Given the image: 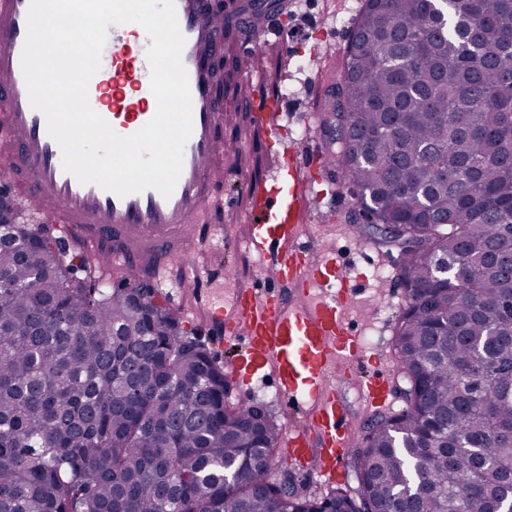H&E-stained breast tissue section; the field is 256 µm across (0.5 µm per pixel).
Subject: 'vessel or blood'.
Segmentation results:
<instances>
[{
    "mask_svg": "<svg viewBox=\"0 0 512 512\" xmlns=\"http://www.w3.org/2000/svg\"><path fill=\"white\" fill-rule=\"evenodd\" d=\"M30 0L0 5V121L12 146L0 154V177L23 181L15 206L31 215L54 207L63 240L94 236L104 240L137 235L150 243L154 266L172 256V238L194 233L191 214L204 191L223 182L215 162L222 148L224 110L216 90L219 39L251 12V0H238L224 12L209 0H175L186 42L182 61L192 97V133L184 145L181 176L170 197L147 189L118 196L82 184L62 167V153L47 132L44 115L30 105L21 69ZM151 40L136 23L109 26L101 67L88 84L90 106L120 135L146 125L157 111L151 91L147 49ZM254 119L278 132L283 114L267 100L254 102ZM275 165L263 191L255 193L249 246L265 262L260 285L235 288L230 305L205 299L207 324L217 334L244 340L230 360L238 381L249 382L272 369L290 410L304 425L285 444L288 456L313 463L318 474L338 477L350 446L351 408L344 385L353 383L366 408L384 406L388 374L380 359L345 325L355 300L354 286L335 258L313 260L297 247L299 216L311 207V186L302 178L286 184Z\"/></svg>",
    "mask_w": 512,
    "mask_h": 512,
    "instance_id": "vessel-or-blood-1",
    "label": "vessel or blood"
}]
</instances>
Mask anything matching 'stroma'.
Wrapping results in <instances>:
<instances>
[{
  "label": "stroma",
  "mask_w": 512,
  "mask_h": 512,
  "mask_svg": "<svg viewBox=\"0 0 512 512\" xmlns=\"http://www.w3.org/2000/svg\"><path fill=\"white\" fill-rule=\"evenodd\" d=\"M363 5L364 0H281L280 10L258 32L265 44L262 54L248 57L224 88V149L217 157L228 167L224 184L207 193L196 211V227L212 234V245L202 249L194 240H175L173 256L164 265L168 289H180L188 261L193 262L201 287L207 289L213 285L212 272H223L222 295L227 300L234 288L260 281L264 262L250 249L247 235L224 230L228 224H248V185L261 183L272 165L273 141L266 130L253 126L247 102L259 93L278 99L283 110L282 140L306 153L327 154L321 118L330 107ZM304 176L314 201L302 219L305 230L297 244L311 248L315 255L334 257L348 271L358 286L346 315L349 330L360 336L369 352L398 369L392 336L405 303L399 255L365 235L366 219L341 168L330 162L315 165L306 168ZM193 300L191 292L183 291L180 318L217 354L219 364H226L239 342L211 334L203 317L195 314ZM230 399L236 404L263 405L282 433L299 425V415L288 411L272 372L260 374L249 385L233 387Z\"/></svg>",
  "instance_id": "1"
}]
</instances>
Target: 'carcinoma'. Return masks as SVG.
Returning a JSON list of instances; mask_svg holds the SVG:
<instances>
[{
    "label": "carcinoma",
    "instance_id": "carcinoma-1",
    "mask_svg": "<svg viewBox=\"0 0 512 512\" xmlns=\"http://www.w3.org/2000/svg\"><path fill=\"white\" fill-rule=\"evenodd\" d=\"M331 114L347 119L331 157L362 211L414 244L393 337L404 407L365 428L356 490L281 494L278 424L229 401L146 275L105 288L102 260L58 225L0 224V512L512 499V0H365ZM414 480L415 500L396 499Z\"/></svg>",
    "mask_w": 512,
    "mask_h": 512
}]
</instances>
